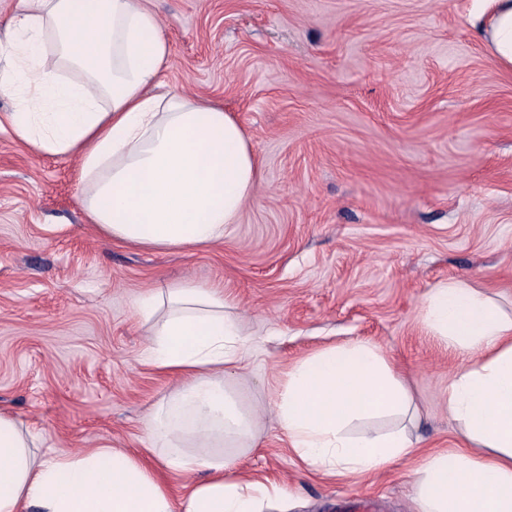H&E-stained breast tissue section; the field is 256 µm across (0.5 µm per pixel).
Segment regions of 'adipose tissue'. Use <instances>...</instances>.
Wrapping results in <instances>:
<instances>
[{
  "label": "adipose tissue",
  "instance_id": "1",
  "mask_svg": "<svg viewBox=\"0 0 512 512\" xmlns=\"http://www.w3.org/2000/svg\"><path fill=\"white\" fill-rule=\"evenodd\" d=\"M480 2L485 43L512 69V0ZM169 56L145 0H17L0 21V95L19 103L0 113V131L35 153L79 156L83 209L104 240L188 252L223 243L261 169L223 107L160 94ZM70 70L78 79H65ZM132 311L150 331L144 362L179 380L147 417L144 454L106 445L52 455L41 433L0 409V512H276L285 489L236 467L258 445L262 410L233 388L251 346L223 285L159 282ZM422 317L465 357L443 404L468 445L422 456L413 512H512V312L449 280L425 295ZM273 407L291 452L325 477L379 474L416 448L408 428L420 410L369 342L299 360ZM166 472L190 476L181 496Z\"/></svg>",
  "mask_w": 512,
  "mask_h": 512
}]
</instances>
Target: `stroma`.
Masks as SVG:
<instances>
[{
	"mask_svg": "<svg viewBox=\"0 0 512 512\" xmlns=\"http://www.w3.org/2000/svg\"><path fill=\"white\" fill-rule=\"evenodd\" d=\"M171 46L162 90L233 113L261 185L222 244L192 252L104 241L77 157L0 132V408L58 454L146 445L176 380L146 364L133 300L156 281L223 282L254 351L242 395L264 407L246 473L288 512H409L411 460L368 480L310 472L270 409L302 356L382 347L422 409L423 448L463 438L442 408L461 356L419 318L459 279L512 311V69L474 26V0H149Z\"/></svg>",
	"mask_w": 512,
	"mask_h": 512,
	"instance_id": "35a3bbf8",
	"label": "stroma"
}]
</instances>
